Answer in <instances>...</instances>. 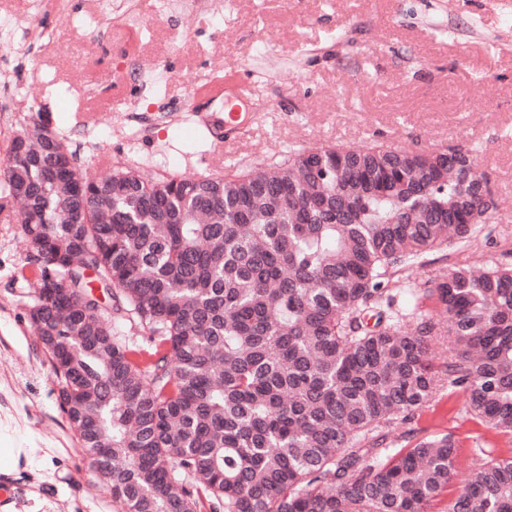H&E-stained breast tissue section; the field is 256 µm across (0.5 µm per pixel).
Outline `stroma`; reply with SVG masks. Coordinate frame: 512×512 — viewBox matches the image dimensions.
Listing matches in <instances>:
<instances>
[{"label": "stroma", "instance_id": "1", "mask_svg": "<svg viewBox=\"0 0 512 512\" xmlns=\"http://www.w3.org/2000/svg\"><path fill=\"white\" fill-rule=\"evenodd\" d=\"M0 160L42 108L80 166L106 176L138 163L194 178L264 168L290 150L384 145L476 151L498 205L471 247L432 254L396 289L413 329L414 291L449 269L512 262V0H0ZM240 84L256 118L215 141L204 94ZM19 213L0 210V512H123L97 480L56 400L51 362L29 320ZM453 435L459 480L431 506L446 512L462 480L512 454L464 398L440 392L385 445Z\"/></svg>", "mask_w": 512, "mask_h": 512}]
</instances>
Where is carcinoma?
<instances>
[{"label":"carcinoma","mask_w":512,"mask_h":512,"mask_svg":"<svg viewBox=\"0 0 512 512\" xmlns=\"http://www.w3.org/2000/svg\"><path fill=\"white\" fill-rule=\"evenodd\" d=\"M475 165L472 150L328 147L257 175L127 165L96 180L59 133L21 129L0 191L22 202L30 321L126 512H430L457 477L454 437L381 444L445 388L512 437V263L417 289L411 332L389 293L494 219ZM96 287L145 342L114 336ZM448 512H512V456L482 464Z\"/></svg>","instance_id":"carcinoma-1"}]
</instances>
